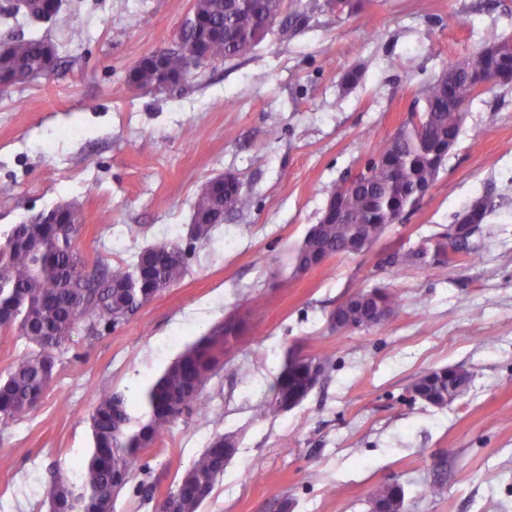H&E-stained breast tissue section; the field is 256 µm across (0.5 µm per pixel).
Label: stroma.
I'll return each instance as SVG.
<instances>
[{
	"instance_id": "obj_1",
	"label": "stroma",
	"mask_w": 512,
	"mask_h": 512,
	"mask_svg": "<svg viewBox=\"0 0 512 512\" xmlns=\"http://www.w3.org/2000/svg\"><path fill=\"white\" fill-rule=\"evenodd\" d=\"M287 0L301 15L245 55L207 63L173 91L134 88L139 57L170 46L192 0H64L55 20L8 14L0 37L47 38L59 64L0 90V241L64 202L84 222L87 262L132 264L169 235L185 241L209 179L231 172L252 197L197 243L181 280L114 328L77 325L56 351L37 408L0 430V512H47L55 472L78 479L89 413L104 393L139 404L184 348L227 318L240 328L201 399L208 421L181 417L143 459L114 512H155L176 476L218 434L239 448L201 512H369L385 482L405 512H512V83L466 108L434 186L367 253L337 255L296 277L291 249L319 223L329 192L375 146L415 118L420 91L489 32L512 38V0H365L355 14ZM80 14L86 33L67 42ZM359 70L356 84L343 83ZM487 196L496 208L452 263L391 273L388 256L429 247L456 214ZM376 285L401 307L381 330L339 333L330 311ZM330 355L304 402L255 420L284 355ZM468 371L443 408L413 399L416 378ZM444 486L430 499L422 488Z\"/></svg>"
}]
</instances>
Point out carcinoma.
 <instances>
[{
    "label": "carcinoma",
    "mask_w": 512,
    "mask_h": 512,
    "mask_svg": "<svg viewBox=\"0 0 512 512\" xmlns=\"http://www.w3.org/2000/svg\"><path fill=\"white\" fill-rule=\"evenodd\" d=\"M204 10V29H224V37L206 41L208 60L240 57L259 44L271 30L268 20L285 8V0H201L193 4ZM320 7L338 16L359 8L358 0H323ZM204 33H185L180 50L164 56L171 75L185 73L188 53L195 50ZM45 40L16 38L9 53L0 57V84L12 85L26 78L43 54ZM135 79L150 83L156 78L155 62L144 56L134 70ZM483 76L497 84L512 81V38L495 33L484 45L462 58L460 65L448 63L422 90L424 102L417 120L381 141L358 181L336 185L330 195L340 198L347 211L344 224H315L291 251L289 265L296 268L321 249L332 254L347 250L349 242L362 233L379 241L390 225L398 223L422 199L438 178L448 157V145L456 144L462 122L448 105V95L464 87L468 79ZM250 195L242 182L224 185V196L198 197L195 209L213 212V224L224 223L222 212L240 214L251 208ZM466 210L472 223L482 224L493 212L486 198L473 200ZM70 224H17L0 241V330L16 329L30 351L16 359L0 377V426L5 427L36 407L46 392L56 368L52 351L69 340L75 325L89 330L110 328L124 322L141 307L183 276L186 249L171 240H158L141 250L132 266L112 270L102 263L93 266L101 275L90 288L70 270L86 263L77 247L82 228L80 211L70 213ZM414 263L425 268L450 263L455 252L448 250V235L439 237L432 249L413 251ZM362 300L341 309L340 322L349 332L381 329L386 322L375 319L381 308L400 307L399 295L386 286L359 288L346 301ZM238 325L228 321L212 328L179 356L145 390L144 415L132 414L126 396L110 392L98 397L89 415L91 452L82 465L81 478L74 482L57 472L46 491L48 512L62 507L68 512H114L121 491L148 464L142 452L154 447L183 416L207 420L201 389L223 364L224 341ZM326 374L332 365L328 355L312 356L301 362L297 353H286L279 373L268 386L267 395L255 407L260 419L276 418L300 405L315 380L312 365ZM461 368L443 366L419 376L412 388L421 401L433 407L447 404L446 396H462L468 385L457 383ZM224 438L217 434L192 465L175 481L169 493L184 512H200L215 484L224 474Z\"/></svg>",
    "instance_id": "1"
}]
</instances>
